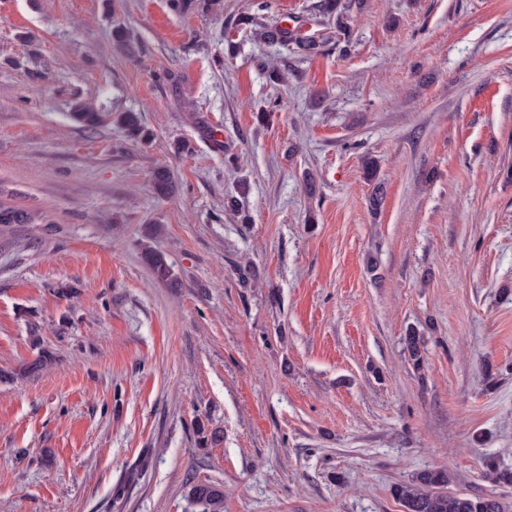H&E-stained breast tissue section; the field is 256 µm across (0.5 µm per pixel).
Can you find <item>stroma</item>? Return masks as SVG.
I'll list each match as a JSON object with an SVG mask.
<instances>
[{"mask_svg": "<svg viewBox=\"0 0 512 512\" xmlns=\"http://www.w3.org/2000/svg\"><path fill=\"white\" fill-rule=\"evenodd\" d=\"M312 2L267 0L304 58L252 0H0V205L35 216L0 224V512H403L431 468L512 512V0H367L346 53ZM268 4L265 0H254L250 11L238 19L239 26L254 28L256 36L272 44H280L288 49V44L294 46V52L301 56H313L321 51L322 42L315 37H299L288 28L278 27L265 21L264 11ZM119 123L129 140L143 141L149 138V132L145 129L137 112L121 113ZM141 256L145 263L151 268L154 275L161 280H171L173 269L162 253L147 243H140ZM192 497L204 506L203 512L224 511V487L220 484H198L192 487Z\"/></svg>", "mask_w": 512, "mask_h": 512, "instance_id": "stroma-1", "label": "stroma"}]
</instances>
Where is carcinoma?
Listing matches in <instances>:
<instances>
[{
    "instance_id": "cac0c4a2",
    "label": "carcinoma",
    "mask_w": 512,
    "mask_h": 512,
    "mask_svg": "<svg viewBox=\"0 0 512 512\" xmlns=\"http://www.w3.org/2000/svg\"><path fill=\"white\" fill-rule=\"evenodd\" d=\"M364 0H317L314 10L319 15L336 21V28L346 30V21L352 11H359ZM170 8L178 13L197 10L209 11L212 0H169ZM266 0H253L250 11L241 15L238 25L254 28L256 36L282 46L292 45L301 56H313L321 51L322 42L314 37H299L285 27H278L265 21ZM113 45L126 54L136 53L135 42L129 33L117 28L112 33ZM71 117L85 127L99 123L100 114L88 107H78ZM119 123L126 137L131 141L149 138V132L136 112H123ZM153 185L160 195H166L172 188V175L167 168H158L153 173ZM31 216L24 210L0 206V224H28ZM141 256L154 275L161 280L173 278V269L162 253L153 246L140 244ZM405 349L415 369L423 366V348L419 332L411 327L405 336ZM484 477L499 485H512V470L500 468L494 461L485 462ZM448 485V472L443 469H430L418 472L411 481L397 486L394 495L404 507V512H503L501 502L494 496H459L445 491ZM192 497L204 506V512H224V487L215 484H198L192 487Z\"/></svg>"
}]
</instances>
